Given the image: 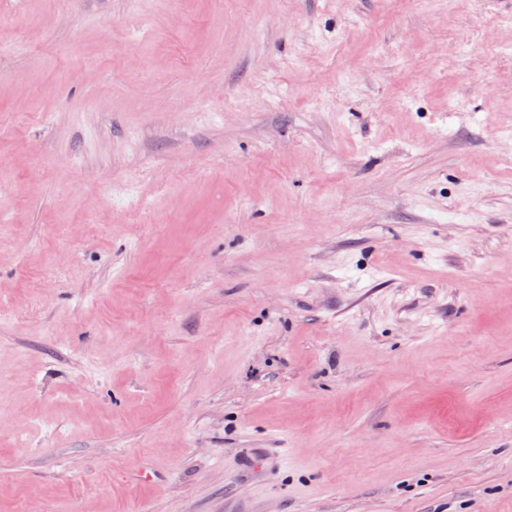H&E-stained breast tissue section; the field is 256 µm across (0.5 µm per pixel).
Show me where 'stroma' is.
I'll list each match as a JSON object with an SVG mask.
<instances>
[{"instance_id": "1", "label": "stroma", "mask_w": 512, "mask_h": 512, "mask_svg": "<svg viewBox=\"0 0 512 512\" xmlns=\"http://www.w3.org/2000/svg\"><path fill=\"white\" fill-rule=\"evenodd\" d=\"M1 42L0 512H512V0Z\"/></svg>"}]
</instances>
